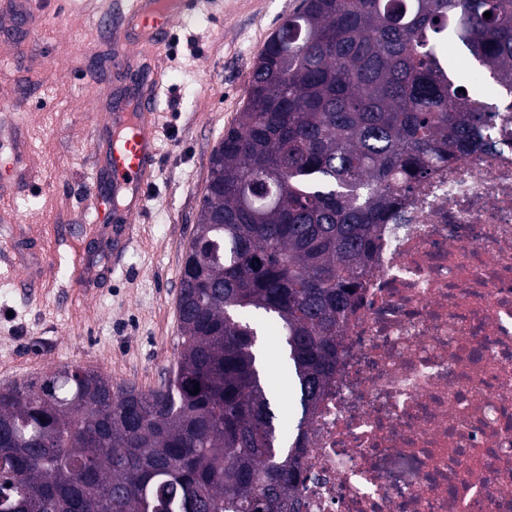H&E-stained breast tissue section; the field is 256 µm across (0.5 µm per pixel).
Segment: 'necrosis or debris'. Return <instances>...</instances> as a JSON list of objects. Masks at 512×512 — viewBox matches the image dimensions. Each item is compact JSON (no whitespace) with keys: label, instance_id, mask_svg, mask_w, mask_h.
Masks as SVG:
<instances>
[{"label":"necrosis or debris","instance_id":"obj_1","mask_svg":"<svg viewBox=\"0 0 512 512\" xmlns=\"http://www.w3.org/2000/svg\"><path fill=\"white\" fill-rule=\"evenodd\" d=\"M305 446L301 512H512V145L378 225Z\"/></svg>","mask_w":512,"mask_h":512}]
</instances>
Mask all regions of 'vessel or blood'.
<instances>
[{"label":"vessel or blood","mask_w":512,"mask_h":512,"mask_svg":"<svg viewBox=\"0 0 512 512\" xmlns=\"http://www.w3.org/2000/svg\"><path fill=\"white\" fill-rule=\"evenodd\" d=\"M126 12L117 23L110 25L118 68H134L137 86L129 108L105 113L102 129L111 136L104 158L107 171L105 185H91L92 200L107 197L109 211L95 215L96 222L118 224L123 234H131L133 220L146 209L145 191L151 183L158 161V131L153 121L157 87L161 73L154 55L155 49L169 44L172 26L194 11L200 0H128ZM137 45L140 54L124 55L129 45Z\"/></svg>","instance_id":"vessel-or-blood-1"}]
</instances>
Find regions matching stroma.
<instances>
[{
  "mask_svg": "<svg viewBox=\"0 0 512 512\" xmlns=\"http://www.w3.org/2000/svg\"><path fill=\"white\" fill-rule=\"evenodd\" d=\"M297 0H203L164 56L153 119L159 165L124 247L92 221L94 139L128 77L100 25L115 0H53L25 56L0 33V387L78 363L114 384L154 389L179 343L177 297L213 149L236 124L253 60ZM94 274L76 287L71 259Z\"/></svg>",
  "mask_w": 512,
  "mask_h": 512,
  "instance_id": "1",
  "label": "stroma"
}]
</instances>
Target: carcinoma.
Segmentation results:
<instances>
[{"label": "carcinoma", "mask_w": 512, "mask_h": 512, "mask_svg": "<svg viewBox=\"0 0 512 512\" xmlns=\"http://www.w3.org/2000/svg\"><path fill=\"white\" fill-rule=\"evenodd\" d=\"M445 42L512 100V0H301L211 154L167 380L121 387L71 363L1 387L0 512H295L303 446L258 332L284 337L300 431L384 214L509 120L512 104L460 90Z\"/></svg>", "instance_id": "cac0c4a2"}]
</instances>
